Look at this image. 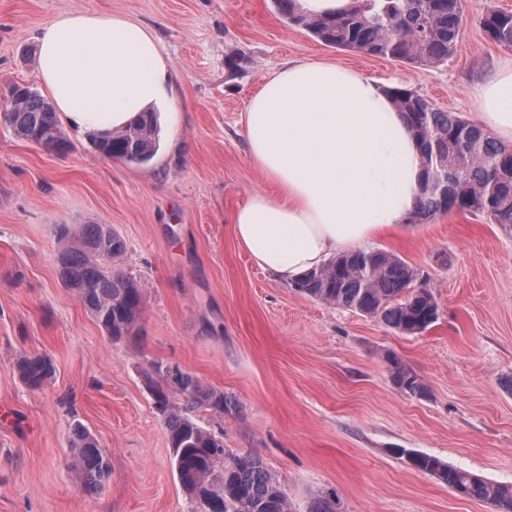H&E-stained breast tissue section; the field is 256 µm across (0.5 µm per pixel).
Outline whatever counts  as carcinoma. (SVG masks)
<instances>
[{"instance_id": "1", "label": "carcinoma", "mask_w": 512, "mask_h": 512, "mask_svg": "<svg viewBox=\"0 0 512 512\" xmlns=\"http://www.w3.org/2000/svg\"><path fill=\"white\" fill-rule=\"evenodd\" d=\"M296 0H275L280 13L321 43L342 50L393 58L417 67H433L458 49L461 0H355L338 16L311 17L295 9ZM490 40L512 46V12L494 10L481 18ZM14 104L4 109V123L16 136L48 152L66 154L71 144L52 104L29 87H11ZM390 97L405 115L420 145L424 177L410 221L425 223L452 212L484 217L512 232V147L502 145L481 128L436 109L421 95L394 88ZM109 159L144 165L158 149V125L147 112L129 128L94 142ZM60 272L65 287L95 317L111 339L135 335L143 309L145 288L112 266L126 244L106 224L57 226ZM298 290L327 304L374 318L405 335L424 332L439 318L438 303L420 273L400 256L381 250H355L329 260L296 283ZM393 382L411 397L422 398L423 381L392 360ZM16 370L31 390H43L55 373L43 353L19 356ZM150 391L164 401L163 418L173 466L193 512H292L281 479L250 453L224 447L223 435L204 428L192 416L196 410L222 415L233 410L224 391L194 375L159 362L143 373ZM69 447L82 488L98 493L109 473L106 452L80 424ZM415 469L448 486L455 494L487 502L496 512H512V484L493 482L471 471L454 468L422 453L409 455ZM307 512H340L332 490L314 498Z\"/></svg>"}]
</instances>
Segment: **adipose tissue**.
I'll return each mask as SVG.
<instances>
[{
	"label": "adipose tissue",
	"instance_id": "adipose-tissue-1",
	"mask_svg": "<svg viewBox=\"0 0 512 512\" xmlns=\"http://www.w3.org/2000/svg\"><path fill=\"white\" fill-rule=\"evenodd\" d=\"M37 72L58 114L91 136L126 129L164 94L155 38L119 16L69 14L43 26ZM475 124L512 143V64L479 88ZM245 130L276 195H254L231 233L260 267L293 282L336 254L405 228L420 149L386 88L340 65L286 63L251 98Z\"/></svg>",
	"mask_w": 512,
	"mask_h": 512
}]
</instances>
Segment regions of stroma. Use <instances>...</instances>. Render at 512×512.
I'll list each match as a JSON object with an SVG mask.
<instances>
[{
	"label": "stroma",
	"instance_id": "35a3bbf8",
	"mask_svg": "<svg viewBox=\"0 0 512 512\" xmlns=\"http://www.w3.org/2000/svg\"><path fill=\"white\" fill-rule=\"evenodd\" d=\"M493 9L512 0H462L457 52L416 67L326 46L274 0H0V87L42 92L40 31L77 13L140 22L170 74L159 149L143 166L104 158L69 124L73 148L57 155L0 122V512H189L143 383L154 361L223 389L235 410L195 419L284 480L292 512L331 490L342 512H495L406 455L512 484V233L453 212L373 240L418 268L438 302L436 323L404 335L281 282L230 230L238 207L275 191L245 136L266 78L291 60L332 61L470 120L473 86L512 59L480 26ZM88 223L124 238L118 265L145 285L136 336L110 340L61 284L54 229ZM36 352L56 369L41 391L15 368ZM394 359L426 397L395 386ZM76 421L109 459L98 494L74 477Z\"/></svg>",
	"mask_w": 512,
	"mask_h": 512
}]
</instances>
